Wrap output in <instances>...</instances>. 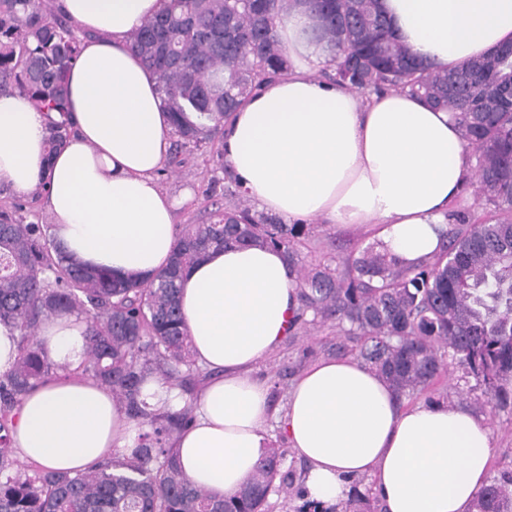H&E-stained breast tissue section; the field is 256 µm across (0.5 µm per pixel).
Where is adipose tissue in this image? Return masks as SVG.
<instances>
[{"mask_svg": "<svg viewBox=\"0 0 512 512\" xmlns=\"http://www.w3.org/2000/svg\"><path fill=\"white\" fill-rule=\"evenodd\" d=\"M84 32L69 72L73 131L48 151V112L0 93V184L44 191L53 237L77 261L150 280L175 240V202L154 180L171 125L128 35L165 0H59ZM398 40L428 67L451 70L512 41V0H379ZM303 8L276 21L289 67L224 125V159L258 209L284 223L381 225L406 264L431 257L437 229L472 176L447 112L398 90L358 99L311 72L327 59ZM182 311L197 363L216 376L174 446L185 474L220 496L240 490L270 446L268 390L249 371L287 334L294 274L270 247H228L188 267ZM85 323L65 315L41 340L59 366L15 411L12 446L31 465L78 471L131 451L140 428L111 391L84 376ZM281 430L309 464L311 500L345 502L368 476L382 512H472L495 443L484 416L446 402L401 407L389 383L353 358L325 360L295 382Z\"/></svg>", "mask_w": 512, "mask_h": 512, "instance_id": "1", "label": "adipose tissue"}]
</instances>
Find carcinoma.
<instances>
[{
	"mask_svg": "<svg viewBox=\"0 0 512 512\" xmlns=\"http://www.w3.org/2000/svg\"><path fill=\"white\" fill-rule=\"evenodd\" d=\"M168 0L129 42L153 70L172 133L171 162L189 145L223 138L224 123L269 77L287 71L275 21L300 5L315 18L314 35L331 54L334 79L358 90L393 88L447 111L475 158V193L494 212L479 223L450 214L441 247L415 265L376 246L328 265H307L297 244L304 224L253 213L232 202L188 224L175 237L169 265L151 280L120 277L62 255L51 225L0 212V323L19 332V357L0 375V512H266L274 480L305 497L280 471L286 450L267 449L249 481L218 496L184 473L174 434L194 420L187 402L176 411L147 403L151 378L184 387L201 373L192 359L180 301L186 267L228 245L270 246L296 270L294 323L307 314L336 324L356 343L357 357L381 374L403 401L428 394L447 366H462L494 409L512 404V103L474 104L493 90L472 62L427 70L391 33L378 0ZM81 39L71 21L43 0H0V91L15 90L60 119L50 122V149L67 139V75ZM64 313L86 322L82 372L106 386L128 417L145 428L123 461L64 472L28 474L14 458V411L29 389L57 372L37 338ZM476 512H512V472L490 481Z\"/></svg>",
	"mask_w": 512,
	"mask_h": 512,
	"instance_id": "carcinoma-1",
	"label": "carcinoma"
}]
</instances>
